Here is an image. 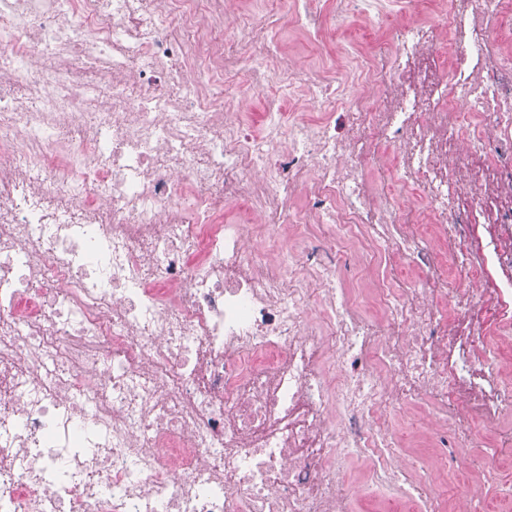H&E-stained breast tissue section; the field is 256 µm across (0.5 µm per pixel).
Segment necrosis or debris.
I'll return each instance as SVG.
<instances>
[{
  "mask_svg": "<svg viewBox=\"0 0 512 512\" xmlns=\"http://www.w3.org/2000/svg\"><path fill=\"white\" fill-rule=\"evenodd\" d=\"M236 3L0 0V512H350L354 458L362 512H447L472 477L511 501L469 436L512 415V278L471 286L512 271V0H441L392 27L386 73L305 78ZM254 58L257 115L223 90ZM329 98L346 129L304 117ZM379 160L406 219L362 190ZM393 254L447 307L379 274ZM418 400L440 416L412 456L391 425Z\"/></svg>",
  "mask_w": 512,
  "mask_h": 512,
  "instance_id": "1",
  "label": "necrosis or debris"
}]
</instances>
